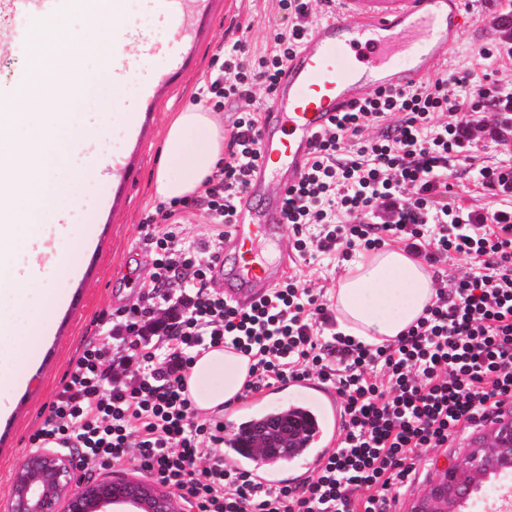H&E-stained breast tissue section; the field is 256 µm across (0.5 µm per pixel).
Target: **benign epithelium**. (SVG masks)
<instances>
[{
    "mask_svg": "<svg viewBox=\"0 0 512 512\" xmlns=\"http://www.w3.org/2000/svg\"><path fill=\"white\" fill-rule=\"evenodd\" d=\"M499 457L512 467V419L480 437L478 450L453 459L438 475L414 512H459L487 478L483 460ZM125 505L134 512H182L166 485L114 475L98 481L76 478L73 454L29 450L15 470L4 512H109Z\"/></svg>",
    "mask_w": 512,
    "mask_h": 512,
    "instance_id": "obj_1",
    "label": "benign epithelium"
}]
</instances>
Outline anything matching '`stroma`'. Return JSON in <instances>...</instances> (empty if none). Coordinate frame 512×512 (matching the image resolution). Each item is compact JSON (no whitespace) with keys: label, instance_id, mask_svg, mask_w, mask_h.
<instances>
[{"label":"stroma","instance_id":"obj_1","mask_svg":"<svg viewBox=\"0 0 512 512\" xmlns=\"http://www.w3.org/2000/svg\"><path fill=\"white\" fill-rule=\"evenodd\" d=\"M462 10L471 17L472 25L459 35L450 56L436 63V70H473L489 74L501 84L512 83V67L489 68L479 56L492 39L482 21L483 0H463ZM124 17L127 27L156 33L152 48L161 51V65L128 84L121 106L140 112L141 120L133 129L113 123L115 177L103 194L94 195L75 216L78 222L98 227L93 247L77 252L84 269L81 280L72 283L50 271L43 276L51 287L63 289L69 296L66 310L54 320L53 337L37 348L38 362L24 391L0 389V399L14 405L10 417L0 423V503L8 497L14 471L29 450L28 437L48 416L71 360L109 327L116 310L142 301L141 285L148 280L154 259L141 227L144 215L158 209L175 212L190 244L208 236L211 214L197 199L184 204L164 202L151 190L168 120L187 104H205L206 83L223 64L225 45L239 40L249 50H261L267 31L287 23L278 0H205L199 10L176 21L156 12L152 0H126ZM30 37V24L23 21L17 26L14 46L0 47V88L13 91L20 86L25 75L20 49ZM347 268V262L323 257L290 264L291 273L301 276L309 287L329 294L335 293ZM484 430L481 424L466 428L448 447L424 455L415 481L399 495L391 512H413L435 480L438 467L466 453L469 443Z\"/></svg>","mask_w":512,"mask_h":512}]
</instances>
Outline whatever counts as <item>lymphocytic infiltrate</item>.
<instances>
[{"label":"lymphocytic infiltrate","instance_id":"1","mask_svg":"<svg viewBox=\"0 0 512 512\" xmlns=\"http://www.w3.org/2000/svg\"><path fill=\"white\" fill-rule=\"evenodd\" d=\"M310 2L279 0L288 24L270 30V52L251 56L241 42L228 44L207 95L250 104L254 86L273 92L312 30ZM487 2L493 39L480 56L511 60L512 0ZM261 120L251 105L240 112L224 165L205 185L214 219L207 243L188 246L182 225L144 218L152 272L141 304L117 311L109 331L131 338L139 360L131 379L106 368L99 342L87 343L29 441L76 449L93 468L132 463L171 488L184 512H390L392 492L413 481L423 452L512 407V165H479L470 153L482 139L512 141V87L478 84L467 72L380 87L317 136L303 175L285 191L299 256L347 261L393 241L432 265L452 253L468 260L422 316L381 344L339 331L323 291L297 277L246 308L213 287L237 202L261 160ZM370 127L379 135L363 138ZM460 169L493 197L491 211L449 204L448 175ZM174 284L180 295H169ZM151 336L166 337V345L149 348ZM220 346L249 360L243 397L291 379L335 388L343 437L304 484L262 490L226 468L211 419L198 415L186 392L195 360Z\"/></svg>","mask_w":512,"mask_h":512}]
</instances>
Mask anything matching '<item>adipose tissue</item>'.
I'll list each match as a JSON object with an SVG mask.
<instances>
[{"mask_svg":"<svg viewBox=\"0 0 512 512\" xmlns=\"http://www.w3.org/2000/svg\"><path fill=\"white\" fill-rule=\"evenodd\" d=\"M224 132L212 113L190 104L170 122L153 193L166 201L193 195L224 163ZM435 297V282L427 268L398 249L379 250L349 268L336 289V310L342 331L367 342L398 336ZM229 366L223 388H200L201 377ZM247 372L245 357L221 350L201 355L190 371L189 384L199 407L231 400Z\"/></svg>","mask_w":512,"mask_h":512,"instance_id":"ef3b65f1","label":"adipose tissue"}]
</instances>
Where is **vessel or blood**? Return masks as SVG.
I'll return each mask as SVG.
<instances>
[{
    "mask_svg": "<svg viewBox=\"0 0 512 512\" xmlns=\"http://www.w3.org/2000/svg\"><path fill=\"white\" fill-rule=\"evenodd\" d=\"M462 0H335L332 15L316 28L289 60L277 87L273 112L284 125L282 136L261 130L262 162L252 180L259 186L274 163L285 167L287 185L303 172L316 136L334 122L338 110L388 83L417 80L431 64L447 56L465 22ZM52 0H0V43L9 44L13 26L46 13ZM249 194H242L239 217L225 248L235 253L224 274L227 301L246 307L259 296L258 286L276 285L288 271V256L270 266L256 254L259 240H279L286 227L281 198L270 199L261 215H251ZM300 409L312 423L304 447L278 455H244L234 446L242 427L261 422L263 396L217 407L210 417L220 424L226 466L248 471L266 487L295 484L333 451L343 429V411L333 389L321 382Z\"/></svg>",
    "mask_w": 512,
    "mask_h": 512,
    "instance_id": "vessel-or-blood-1",
    "label": "vessel or blood"
}]
</instances>
